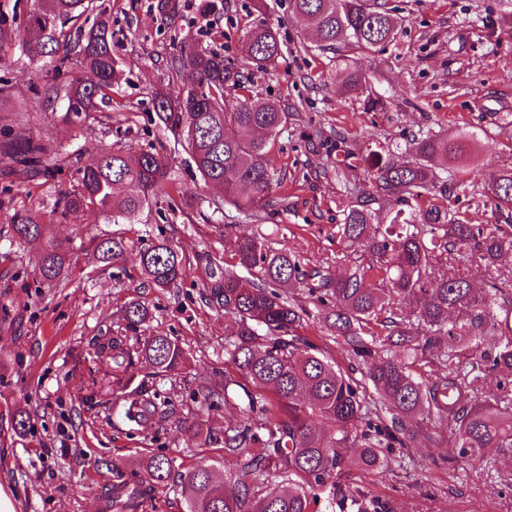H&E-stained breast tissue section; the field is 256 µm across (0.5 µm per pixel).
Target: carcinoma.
Returning a JSON list of instances; mask_svg holds the SVG:
<instances>
[{
  "label": "carcinoma",
  "mask_w": 512,
  "mask_h": 512,
  "mask_svg": "<svg viewBox=\"0 0 512 512\" xmlns=\"http://www.w3.org/2000/svg\"><path fill=\"white\" fill-rule=\"evenodd\" d=\"M290 4L292 19L316 31L321 50L345 42L369 51L394 41L400 26L384 0ZM92 9L91 0H33L27 25L38 32L22 41V52L31 60L67 53L68 24ZM81 36L84 67L96 80H72L66 113L77 118L93 111L121 76L107 22H95ZM246 38L256 67L280 57L279 35L268 24L249 25ZM172 67L178 76L188 71L191 86L184 95H155L160 126L186 145L205 181L224 187V202L264 219L265 192L275 176L271 148L288 113L272 100L243 93L242 76L224 66L220 53L176 54ZM335 77L350 91L362 89V76L348 65L337 68ZM232 89L238 95H230ZM482 134L473 126L451 134L427 132L413 137L400 155L370 151L364 157L369 188L350 198L343 223L336 225L339 242L361 247L342 270L273 251L262 237L229 239L231 259L250 277L224 271L208 301L236 322L224 353L239 377L224 376V398H237L242 419L224 429V468L201 463L184 473L187 512H312L326 487L354 512H385V503L343 491L337 478L354 467H384L394 449L413 447L415 427L422 423L446 426L448 446L462 457L482 459L490 448L512 449V300L502 299L512 290V268L506 274L500 269L512 255V168L482 187L475 180L465 183ZM4 149L22 171H37L42 146L7 142ZM167 179L168 164L157 153L104 152L80 169V191L63 194L60 203L66 211L92 206L129 219ZM465 184L487 198L494 223L474 224L456 209L454 189ZM10 235L14 242L45 240L39 273L47 281L61 277L67 252L48 235L47 225L18 215ZM89 244L104 263L122 260L128 250L122 236ZM443 264L448 271L435 275ZM461 264L484 267L486 282L476 285L460 272ZM139 273L152 287L166 289L185 278L186 268L177 249L158 241L140 249ZM296 284L323 311L320 328L336 339L343 360L304 334L312 315L284 291ZM148 315V307L136 302L126 319L139 325ZM401 345L409 347V359L384 355ZM96 354L111 369L112 391L131 389L128 419L168 413L167 400L144 383H132L140 364L159 375L179 370L184 351L177 341L156 334L132 344L118 329ZM431 356L442 372L425 379L418 368ZM259 390L270 397L256 396ZM12 422L21 436L32 431L22 409L14 411ZM137 468L135 486L104 489L115 502L127 495V512L138 509L146 491L167 486L172 462L144 456ZM269 472L288 487L263 494L258 477Z\"/></svg>",
  "instance_id": "1"
}]
</instances>
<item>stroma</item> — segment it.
Masks as SVG:
<instances>
[{
  "label": "stroma",
  "mask_w": 512,
  "mask_h": 512,
  "mask_svg": "<svg viewBox=\"0 0 512 512\" xmlns=\"http://www.w3.org/2000/svg\"><path fill=\"white\" fill-rule=\"evenodd\" d=\"M216 2L206 11L204 0H94L110 18L123 76L110 102L69 121L66 89L86 74L79 46L63 64L27 59L20 44L31 2L0 0V19L13 34L0 43V490L16 512H106L102 489L133 472L141 455L157 453L172 459V477L138 512H186L182 474L201 462L223 466L219 438L240 412L220 399L201 405L197 390L204 381L223 384L234 371L224 355L234 321L206 300L231 264L227 237L260 231L270 249L311 260L347 254L329 231L349 194L364 186L362 158L376 142L400 152L412 135L467 123L485 132L482 174L512 167V0H389L401 19L397 38L370 53L318 50L314 31L290 21L289 0H266L261 12L253 0ZM259 21L277 30L283 48L262 69L243 38ZM204 49L223 53L249 93L279 101L290 114L275 137L265 220L225 203L223 190L205 183L156 122L154 95L183 87L173 54ZM344 61L361 74L362 93L332 80ZM24 141L44 146L41 172L6 182L14 158L1 145ZM143 150L166 156L169 181L133 222L58 207L60 192L77 191L81 168L98 154ZM345 159L350 167L337 175ZM23 211L70 251L72 265L60 280L39 274L42 241L10 242L7 231ZM115 234L129 243L118 265L101 263L84 246ZM162 239L183 253L187 276L158 290L143 284L137 255ZM133 302L146 303L151 317L127 328L131 340L161 333L185 352L178 372L156 378L147 366L136 369L137 380L152 381L172 408L145 426L126 418L123 394L86 388L89 376L107 377L95 348L125 326ZM18 408L29 413L33 435L14 433ZM184 421L202 422L208 438L187 439ZM440 455L420 440L381 470L353 469L341 482L385 502L388 512H512V452L492 448L482 462Z\"/></svg>",
  "instance_id": "35a3bbf8"
}]
</instances>
